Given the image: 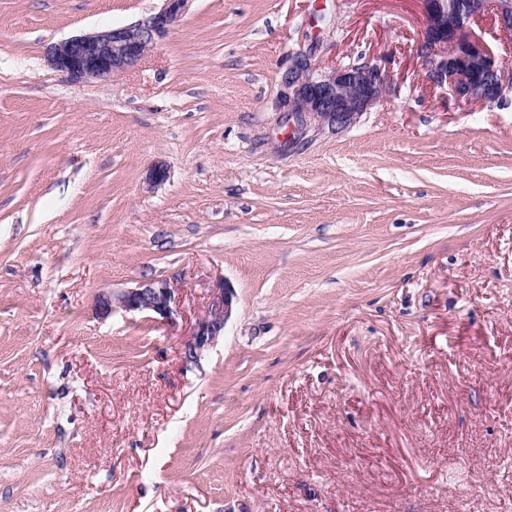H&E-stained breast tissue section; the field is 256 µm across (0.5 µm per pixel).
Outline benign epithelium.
I'll return each instance as SVG.
<instances>
[{
  "label": "benign epithelium",
  "mask_w": 512,
  "mask_h": 512,
  "mask_svg": "<svg viewBox=\"0 0 512 512\" xmlns=\"http://www.w3.org/2000/svg\"><path fill=\"white\" fill-rule=\"evenodd\" d=\"M162 7L128 26L75 35L48 47V60L75 81H107L136 67L186 12L190 0H162ZM424 17L417 55L424 62L427 83L446 88L461 104L504 106L512 99V69L474 29L491 14L500 30L512 36V0H420ZM389 75L367 61L323 68L316 49L297 50L278 84L277 108L285 118V143L294 148L308 135L325 129L339 132L354 124L390 92ZM232 289H216L204 316L182 347V358L195 362L224 335L232 317ZM96 307L107 318L113 309L148 314L174 322L179 311L175 289L166 280L144 281L114 294L102 291Z\"/></svg>",
  "instance_id": "benign-epithelium-1"
}]
</instances>
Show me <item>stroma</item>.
I'll return each mask as SVG.
<instances>
[{"instance_id":"1","label":"stroma","mask_w":512,"mask_h":512,"mask_svg":"<svg viewBox=\"0 0 512 512\" xmlns=\"http://www.w3.org/2000/svg\"><path fill=\"white\" fill-rule=\"evenodd\" d=\"M160 5L0 0V512H512V105L425 88L418 0H191L132 71L48 63ZM313 43L391 91L291 149ZM150 279L174 322L97 318ZM235 295L232 288H217L204 316L194 326L190 339L182 347V358L186 362H196L202 352L211 347L220 336L232 317Z\"/></svg>"}]
</instances>
